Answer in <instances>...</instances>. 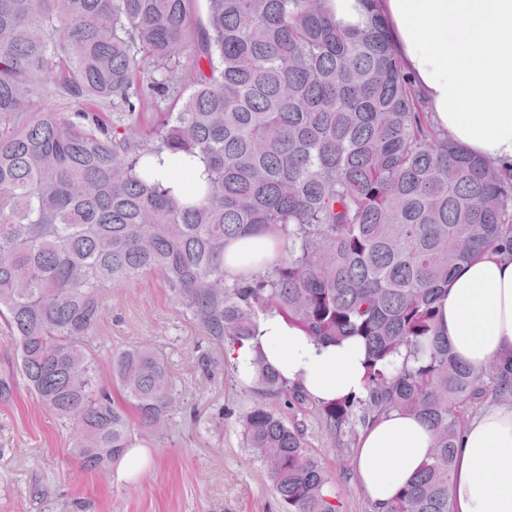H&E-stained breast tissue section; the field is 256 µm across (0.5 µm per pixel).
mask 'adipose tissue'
Masks as SVG:
<instances>
[{
    "label": "adipose tissue",
    "mask_w": 512,
    "mask_h": 512,
    "mask_svg": "<svg viewBox=\"0 0 512 512\" xmlns=\"http://www.w3.org/2000/svg\"><path fill=\"white\" fill-rule=\"evenodd\" d=\"M389 37L437 130L468 152L512 162V0H379ZM442 334L473 368L512 354V259L487 253L461 266L437 303ZM288 383L331 402L365 392L366 351L355 340L321 344L269 312L255 341L234 353L247 373L254 346ZM432 444L429 427L390 413L359 438L358 485L377 504L415 474ZM449 498L454 512H512V405L467 424Z\"/></svg>",
    "instance_id": "adipose-tissue-1"
}]
</instances>
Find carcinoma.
<instances>
[{
    "label": "carcinoma",
    "mask_w": 512,
    "mask_h": 512,
    "mask_svg": "<svg viewBox=\"0 0 512 512\" xmlns=\"http://www.w3.org/2000/svg\"><path fill=\"white\" fill-rule=\"evenodd\" d=\"M361 3L347 28L328 0H0V335L82 470L168 436L162 351L101 353L106 298L151 274L219 348L272 310L321 342L361 339L366 396L320 404L329 444L356 417L417 416L432 448L372 512H452L465 409L512 402V357L465 364L435 302L462 265L512 256V170L434 130L378 0ZM146 86L166 102L148 124ZM48 95L70 111L39 108ZM255 235L269 255L229 277L226 245ZM251 378L243 435L275 493L340 512L320 453L266 401L307 394L258 346Z\"/></svg>",
    "instance_id": "carcinoma-1"
}]
</instances>
